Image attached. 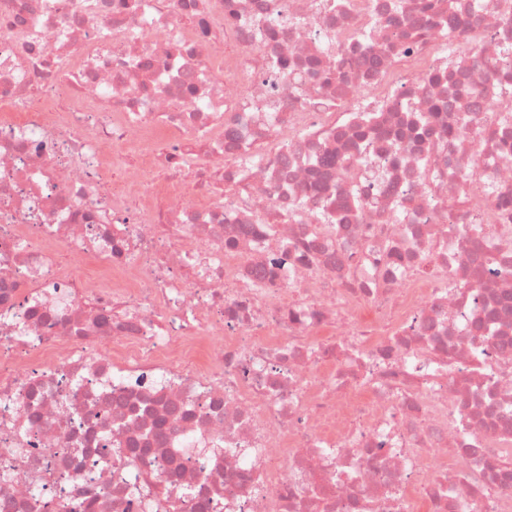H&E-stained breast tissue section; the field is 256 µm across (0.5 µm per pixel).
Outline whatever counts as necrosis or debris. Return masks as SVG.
<instances>
[{
	"instance_id": "4bbe7bcc",
	"label": "necrosis or debris",
	"mask_w": 512,
	"mask_h": 512,
	"mask_svg": "<svg viewBox=\"0 0 512 512\" xmlns=\"http://www.w3.org/2000/svg\"><path fill=\"white\" fill-rule=\"evenodd\" d=\"M443 2L0 0V512H512V6Z\"/></svg>"
}]
</instances>
